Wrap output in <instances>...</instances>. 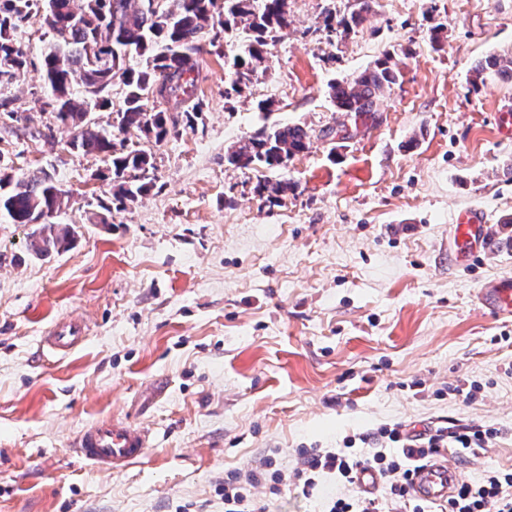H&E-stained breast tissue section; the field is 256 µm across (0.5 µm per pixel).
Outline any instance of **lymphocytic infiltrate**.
Listing matches in <instances>:
<instances>
[{
  "mask_svg": "<svg viewBox=\"0 0 512 512\" xmlns=\"http://www.w3.org/2000/svg\"><path fill=\"white\" fill-rule=\"evenodd\" d=\"M499 434L493 427H440L415 433L396 423L345 437L339 448H301L289 468L264 455L224 475V512H269L285 490L313 497L321 477L330 476L340 494L324 502L323 512H432L412 491L415 469L447 448L488 446ZM367 468L382 478L387 493L368 498L355 494L356 473ZM447 512H512V470L490 468L475 482L457 485Z\"/></svg>",
  "mask_w": 512,
  "mask_h": 512,
  "instance_id": "1",
  "label": "lymphocytic infiltrate"
}]
</instances>
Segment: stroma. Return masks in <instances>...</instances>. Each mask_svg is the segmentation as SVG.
<instances>
[{
	"label": "stroma",
	"mask_w": 512,
	"mask_h": 512,
	"mask_svg": "<svg viewBox=\"0 0 512 512\" xmlns=\"http://www.w3.org/2000/svg\"><path fill=\"white\" fill-rule=\"evenodd\" d=\"M348 2L288 0L290 25L230 100L224 55L208 48L201 120L160 144L128 133L153 155L154 185L122 205L108 164L67 149L68 130L35 105L50 36L19 29L31 62L0 97L39 134L1 117L0 166L51 173L77 238L36 257L28 226L0 223V512H224L228 471L394 422L498 428L449 459L466 480L512 469V317L475 301L512 279V80L472 76L512 48V0H378L327 34L326 10ZM387 56L401 77L375 119L325 136L344 120L330 83ZM273 124L313 133L279 171L296 187L279 202L254 191L269 170L224 160ZM475 208L501 246L460 266L452 226ZM61 318L88 327L64 356L41 345ZM113 418L153 437L118 472L74 449Z\"/></svg>",
	"instance_id": "35a3bbf8"
}]
</instances>
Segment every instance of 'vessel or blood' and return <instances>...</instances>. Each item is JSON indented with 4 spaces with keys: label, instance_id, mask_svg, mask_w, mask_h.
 Segmentation results:
<instances>
[{
    "label": "vessel or blood",
    "instance_id": "b4317fda",
    "mask_svg": "<svg viewBox=\"0 0 512 512\" xmlns=\"http://www.w3.org/2000/svg\"><path fill=\"white\" fill-rule=\"evenodd\" d=\"M454 240L460 248L454 254L457 263H468L474 253L486 252L496 245L483 212L468 210L454 226ZM479 303L497 315L512 316V280L487 283L477 294ZM86 334L81 321L67 319L46 331L42 342L49 349L63 354L79 344ZM81 454L91 463L116 469L144 458L149 447L147 431L121 421H102L82 430L77 437ZM459 480V471L443 459H436L418 471L413 490L416 496L440 503L447 499Z\"/></svg>",
    "mask_w": 512,
    "mask_h": 512
}]
</instances>
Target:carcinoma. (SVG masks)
<instances>
[{
  "label": "carcinoma",
  "mask_w": 512,
  "mask_h": 512,
  "mask_svg": "<svg viewBox=\"0 0 512 512\" xmlns=\"http://www.w3.org/2000/svg\"><path fill=\"white\" fill-rule=\"evenodd\" d=\"M0 0V61L10 70L0 79H13L28 63L27 47L16 38L24 24L41 20L51 34L44 53L43 93L52 102L59 125L71 131L66 146L85 155L111 158L112 198L133 202L151 190L153 156L142 149L117 146L118 136L135 129L161 143L178 134L179 117L203 112L195 93L200 77L203 34L212 30L211 46L233 32L249 34V43L234 55L224 96L241 95L265 62L264 47L275 33L288 27V0ZM375 0H353L349 14L327 12L324 28L348 29L374 11ZM145 65L130 67L133 57ZM475 78L487 73L512 79V53L493 54L472 68ZM126 87L123 107L116 112L115 131L98 129L86 120L88 107L107 108L114 77ZM400 73L385 58L352 80L330 84L336 111L356 118H375L384 90L397 84ZM311 133L299 125L262 127L241 138L224 155L233 166L278 169L308 149ZM261 197L279 200L295 191L285 179L257 183ZM70 201L66 190L44 170L16 178L0 173V222L32 224L58 215ZM71 225L43 222L30 233V250L45 257L70 243Z\"/></svg>",
  "instance_id": "carcinoma-1"
}]
</instances>
